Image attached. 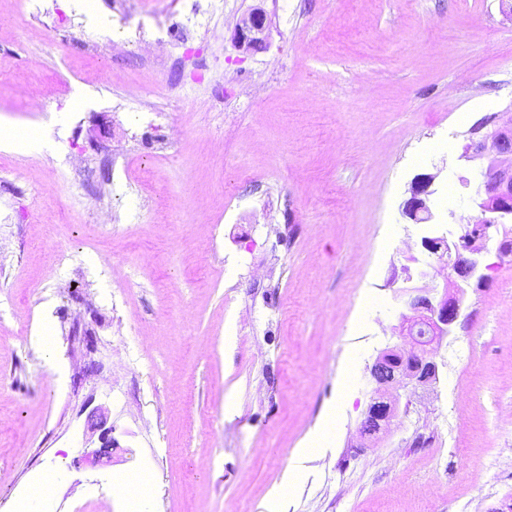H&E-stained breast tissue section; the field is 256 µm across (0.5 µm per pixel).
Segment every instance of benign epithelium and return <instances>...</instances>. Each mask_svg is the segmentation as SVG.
Wrapping results in <instances>:
<instances>
[{"mask_svg":"<svg viewBox=\"0 0 512 512\" xmlns=\"http://www.w3.org/2000/svg\"><path fill=\"white\" fill-rule=\"evenodd\" d=\"M265 14L252 10L235 33L237 47L249 51L264 42ZM459 159L466 163L487 160L482 167V181L469 200L477 211L478 228L465 231L455 239L443 235L425 236L422 248L431 255L448 256L451 268L463 267L461 280L450 281L451 289H443L437 300L428 295L411 298L412 315L402 317L400 335L412 345L405 353L398 349L383 351L370 368V377L377 387L402 389L409 384H424L436 379L438 365L432 357L434 345L449 335L458 319L465 296L464 286L480 287L487 278L480 274L481 257L488 246H497L501 256L512 255V243L499 238L500 229L512 224V117L483 120L474 125ZM436 175H417L411 184V195L402 206V214L415 224H428L433 219L429 205L434 193ZM395 401H374L368 409L381 427L389 428L395 418Z\"/></svg>","mask_w":512,"mask_h":512,"instance_id":"7a95c632","label":"benign epithelium"}]
</instances>
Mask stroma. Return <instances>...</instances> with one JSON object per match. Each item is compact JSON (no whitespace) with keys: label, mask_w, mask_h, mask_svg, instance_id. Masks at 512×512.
Returning <instances> with one entry per match:
<instances>
[{"label":"stroma","mask_w":512,"mask_h":512,"mask_svg":"<svg viewBox=\"0 0 512 512\" xmlns=\"http://www.w3.org/2000/svg\"><path fill=\"white\" fill-rule=\"evenodd\" d=\"M257 6L266 44L245 53L235 30ZM139 27L168 31L177 69L139 58ZM258 77L265 90L244 95ZM138 95L181 131L163 152L141 143ZM505 112L499 0H174L168 16L0 0V124L46 143L0 148V512H99L105 494L112 512H262L333 401L330 449L288 512H512L497 458L512 444V257L486 254L437 380L398 391L389 430L363 431L369 368L404 345L409 297L445 286L422 236L477 217L468 131ZM116 135L129 167L107 163ZM69 148L90 176L62 167ZM422 173L436 176L428 225L401 212ZM101 184L112 224L94 221ZM256 267L271 280L253 283ZM84 292L91 307L74 302ZM105 434L112 460L91 463ZM134 473L152 492L112 497Z\"/></svg>","instance_id":"35a3bbf8"}]
</instances>
